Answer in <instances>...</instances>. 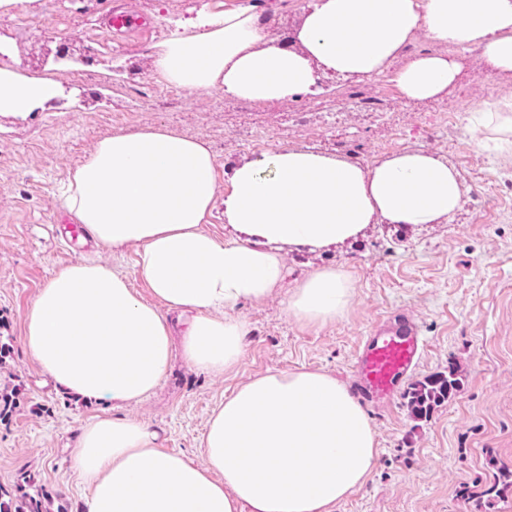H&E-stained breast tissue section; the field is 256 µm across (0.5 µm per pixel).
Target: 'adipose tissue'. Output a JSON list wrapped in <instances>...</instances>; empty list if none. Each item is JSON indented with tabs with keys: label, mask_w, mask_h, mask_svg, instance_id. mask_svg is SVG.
Masks as SVG:
<instances>
[{
	"label": "adipose tissue",
	"mask_w": 512,
	"mask_h": 512,
	"mask_svg": "<svg viewBox=\"0 0 512 512\" xmlns=\"http://www.w3.org/2000/svg\"><path fill=\"white\" fill-rule=\"evenodd\" d=\"M425 34L434 51L407 54ZM477 52L512 73V0H312L290 44L268 40L261 9L240 0L200 30L173 33L155 73L188 90L217 89L255 104L320 93L319 71L391 75L407 102L438 99ZM61 94L52 77L0 69V112L26 113ZM468 129L479 148L512 157V100L484 102ZM224 194L223 240L204 231L217 191L207 143L162 126L101 139L70 172L61 204L100 255L61 267L39 289L22 342L63 393L104 404L71 457L87 493L81 512H333L362 488L379 455L376 433L347 383L300 368L248 378L211 411L192 460L165 449L135 415L174 359L219 378L243 360V303L273 298L284 248L327 249L377 223L437 224L461 202L447 160L407 149L362 165L311 149L276 147L237 165ZM138 255L145 301L105 262ZM351 274L317 268L291 288L285 315L307 327L343 318Z\"/></svg>",
	"instance_id": "adipose-tissue-1"
}]
</instances>
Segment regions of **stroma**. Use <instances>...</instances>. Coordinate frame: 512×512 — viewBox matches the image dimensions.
I'll use <instances>...</instances> for the list:
<instances>
[{
    "label": "stroma",
    "mask_w": 512,
    "mask_h": 512,
    "mask_svg": "<svg viewBox=\"0 0 512 512\" xmlns=\"http://www.w3.org/2000/svg\"><path fill=\"white\" fill-rule=\"evenodd\" d=\"M62 11L17 6L30 32L11 38L0 10V53L12 69L59 78L66 95L53 107L0 114V392L16 403L0 418V487L23 477L50 500L51 512H77L85 489L69 465L82 423L102 405L60 394L26 354L22 329L35 294L60 266L93 259L91 243L68 237L58 218L59 190L107 136L164 125L208 143L218 188L230 168L275 146L308 147L340 157L351 146L368 164L403 149L448 159L463 183L460 209L442 224L369 225L357 241L285 255L288 284L316 266L353 275L346 315L305 328L282 312L281 296L247 303L250 323L241 364L221 378L176 365L134 412L158 426L167 450L200 457L211 410L249 377L297 368L349 381L359 341L384 316L409 313L425 338L415 379L456 367L460 392L417 421L404 398L369 408L380 455L367 483L335 512H512V482L495 499L482 491L512 472V159L477 148L466 110L452 97L407 103L375 79L321 77L322 94L255 106L218 90L167 98L152 61L173 27L223 12L238 0H133L153 19L151 38L119 42L101 21L114 0H63ZM381 100L374 115L358 111L352 90ZM479 170L473 180L470 170Z\"/></svg>",
    "instance_id": "1"
}]
</instances>
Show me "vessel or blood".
<instances>
[{
	"label": "vessel or blood",
	"mask_w": 512,
	"mask_h": 512,
	"mask_svg": "<svg viewBox=\"0 0 512 512\" xmlns=\"http://www.w3.org/2000/svg\"><path fill=\"white\" fill-rule=\"evenodd\" d=\"M106 29L114 35L152 33L154 25L142 14L126 8L112 11ZM425 341L414 324L401 320L364 337L355 352L352 393L362 402L378 406L401 393L419 366Z\"/></svg>",
	"instance_id": "b4317fda"
}]
</instances>
